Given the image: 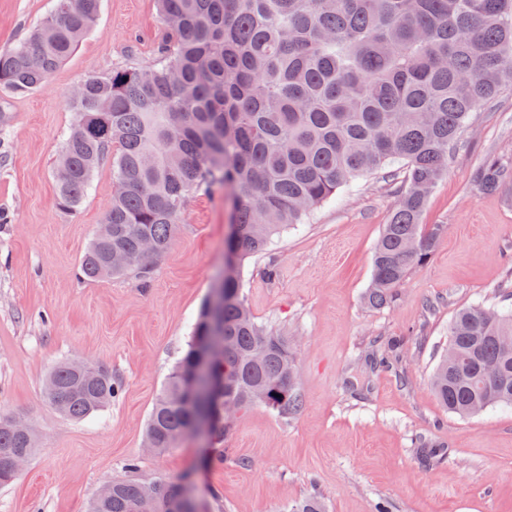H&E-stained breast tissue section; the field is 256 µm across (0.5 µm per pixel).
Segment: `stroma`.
<instances>
[{
    "label": "stroma",
    "instance_id": "35a3bbf8",
    "mask_svg": "<svg viewBox=\"0 0 512 512\" xmlns=\"http://www.w3.org/2000/svg\"><path fill=\"white\" fill-rule=\"evenodd\" d=\"M53 6L0 0V51ZM166 34L156 0H102L95 26L41 87H0V414L40 437L26 468L0 485V512H87L102 485L127 475L191 479L197 512H288L311 493L326 512H512V410L460 417L430 388L456 311L497 305L512 282V186L483 195L472 182L487 157L512 165L511 87L454 144L422 217L446 233L388 306H368L365 294L404 185L399 170L357 178L244 261L254 318L296 341V412L254 406L219 447L199 438L161 454L146 447L149 414L224 267L231 201L190 198L149 288L130 276L82 281L80 259L112 200V156L71 212L53 170L74 124L73 87L119 67H154ZM391 339L402 344L400 362L371 367L368 354ZM68 360L106 366L120 396L85 420L54 410L44 381ZM430 440L446 453L429 463L419 449Z\"/></svg>",
    "mask_w": 512,
    "mask_h": 512
}]
</instances>
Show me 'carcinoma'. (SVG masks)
I'll return each instance as SVG.
<instances>
[{
	"instance_id": "cac0c4a2",
	"label": "carcinoma",
	"mask_w": 512,
	"mask_h": 512,
	"mask_svg": "<svg viewBox=\"0 0 512 512\" xmlns=\"http://www.w3.org/2000/svg\"><path fill=\"white\" fill-rule=\"evenodd\" d=\"M101 0H56L54 12L13 49L0 53V85L40 87L95 25ZM168 25L152 69H114L82 81L68 97L77 114L54 170L59 203L76 208L102 155L114 186L104 224L82 256L95 281L134 275L149 285L155 266L140 258L141 237L163 257L189 198L232 197L236 230L225 246L222 395L203 376L186 383L203 307L188 351L158 397L146 436L159 452L194 433L191 425L229 401L263 404L282 415L301 405L288 337L258 324L241 295V263L282 228L305 217L354 179L397 166L404 187L383 225L366 295L392 302L411 271L430 259L446 225L421 223L430 191L448 173L451 149L472 114L512 86V0H158ZM477 192L512 182V167L491 158L472 175ZM512 309L473 305L457 312L448 349L430 386L460 416L512 406ZM118 392L109 370L61 362L44 384L47 403L72 419L100 410ZM33 431L0 415V483L8 460L33 454ZM90 512H164L145 483L116 478ZM291 512H325L313 494Z\"/></svg>"
}]
</instances>
